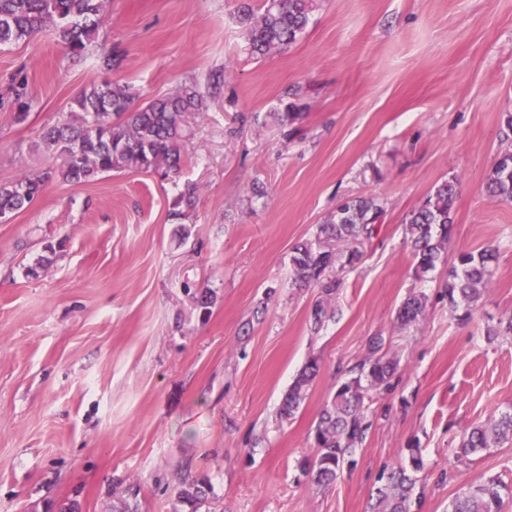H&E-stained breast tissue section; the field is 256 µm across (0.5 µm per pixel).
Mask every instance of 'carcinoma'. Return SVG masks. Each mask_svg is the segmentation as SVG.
<instances>
[{"instance_id":"1","label":"carcinoma","mask_w":512,"mask_h":512,"mask_svg":"<svg viewBox=\"0 0 512 512\" xmlns=\"http://www.w3.org/2000/svg\"><path fill=\"white\" fill-rule=\"evenodd\" d=\"M317 0H262L259 6L243 4L238 20L252 56L265 58L296 43L305 33ZM104 21L102 0H0V46L31 38L48 26L60 42L78 58L97 40ZM130 86L118 81L91 85L74 98L69 118L41 133L45 148L60 164L36 176L0 184V216L24 208L53 177L69 183H89L99 176L121 171H154L165 178L181 169L186 155L188 114L202 108L203 95L195 84H183L167 96L140 107L133 106ZM304 113L292 103L283 104L275 119L282 126L300 122ZM487 188L502 202L512 203V151L501 154L488 176ZM456 182H441L424 204L405 220V239L411 247L415 271H432L447 255L453 226ZM386 210L381 199L363 197L336 207L330 219L316 225L313 239L293 246L291 285L319 287L327 295L339 285L335 272L355 268L362 260L359 245L370 239ZM497 251L488 246L478 253L461 252L448 269L441 296L448 309L467 320L495 273ZM428 296L411 292L400 306L401 328L417 323L426 311ZM334 312L321 300L310 311L312 324L321 326ZM382 338L375 337L369 355L350 367L322 409L314 428L315 453L300 463L302 472L318 487L336 482L346 463H354L355 449L371 426L367 404L369 391L391 386L398 361L383 352ZM319 372L316 359L302 368L288 388L279 418H294ZM505 443H512V412L491 423L477 424L464 433L459 456L469 457ZM424 463L418 449H409L408 465L382 473L372 512H410L418 477ZM140 488L128 485L124 496L112 504V512H136L131 502ZM512 488L490 479L459 493L448 512H502ZM178 501L189 512H209L213 486L206 476H184L179 481Z\"/></svg>"}]
</instances>
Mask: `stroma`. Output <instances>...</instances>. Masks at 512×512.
Listing matches in <instances>:
<instances>
[{
  "label": "stroma",
  "mask_w": 512,
  "mask_h": 512,
  "mask_svg": "<svg viewBox=\"0 0 512 512\" xmlns=\"http://www.w3.org/2000/svg\"><path fill=\"white\" fill-rule=\"evenodd\" d=\"M237 6L105 0L82 57L49 28L0 47V183L55 167L42 128L91 84L126 83L139 104L186 82L205 97L179 174L52 179L0 223V512H111L131 483L138 512H182L184 474L208 475L212 512H370L383 470L412 445L425 463L412 512H448L489 477L512 486L510 444L455 459L467 427L512 410V340L486 335L512 317V204L486 192L512 150V0H319L301 39L263 59L245 48ZM110 50L124 56L115 71L99 66ZM21 80L30 110L19 123ZM286 101L304 114L292 131L274 117ZM452 178L449 256L498 249L466 322L439 297L447 266L415 280L404 240L409 213ZM189 185L180 220L173 202ZM367 196L384 199V220L340 273L335 318L312 330L321 293L292 287V248L338 202ZM414 287L427 309L403 330L397 311ZM374 336L398 372L371 393L353 465L316 490L297 462ZM312 357L320 375L280 421Z\"/></svg>",
  "instance_id": "stroma-1"
}]
</instances>
